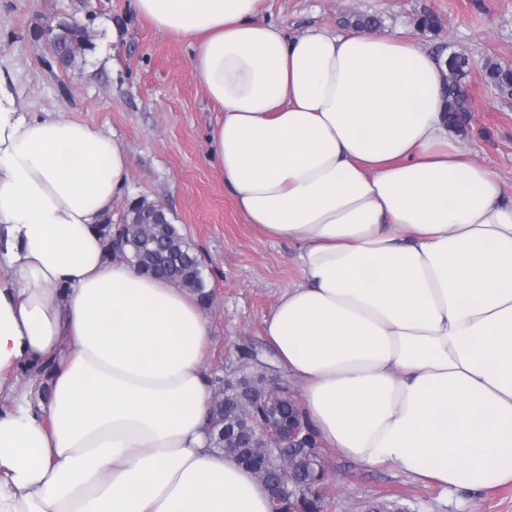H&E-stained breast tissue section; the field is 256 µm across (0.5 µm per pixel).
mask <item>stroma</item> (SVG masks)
Returning a JSON list of instances; mask_svg holds the SVG:
<instances>
[{
  "label": "stroma",
  "instance_id": "obj_1",
  "mask_svg": "<svg viewBox=\"0 0 512 512\" xmlns=\"http://www.w3.org/2000/svg\"><path fill=\"white\" fill-rule=\"evenodd\" d=\"M442 21L420 32L422 10ZM378 16L380 31L421 49L466 52L471 91L463 129L451 138L488 168L512 200V97L487 87V61L512 65V0H263L262 19L286 35L310 29L343 32L346 11ZM77 22L92 47L70 66L59 64L42 30ZM189 39L157 31L134 0H0V77L22 111L61 113L115 134L129 148L133 167L109 214L124 223L137 200L163 204L172 223L206 257L204 275L214 292L204 308L212 332L208 372L267 371L293 393L288 376L264 336V321L280 296L297 283L298 248L248 224L208 156V135L220 111L192 74ZM249 350L251 359L241 357ZM324 461V512H512V483L473 492L446 490L415 480L399 465L360 467L338 450Z\"/></svg>",
  "mask_w": 512,
  "mask_h": 512
}]
</instances>
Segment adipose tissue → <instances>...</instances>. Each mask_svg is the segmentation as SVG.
Masks as SVG:
<instances>
[{"label": "adipose tissue", "mask_w": 512, "mask_h": 512, "mask_svg": "<svg viewBox=\"0 0 512 512\" xmlns=\"http://www.w3.org/2000/svg\"><path fill=\"white\" fill-rule=\"evenodd\" d=\"M262 0H135L196 39L238 209L300 247L265 320L321 445L480 491L512 483V204L451 140L443 72L377 32L287 36ZM116 138L0 86V372L52 359L0 413V512H270L209 444L211 334L193 294L107 255ZM55 361H37L35 363L23 365L19 372L16 373V390L19 395L27 398L29 401H34L36 395L32 389L30 382L35 385V391H39L42 398L46 396L48 390V383L54 371ZM29 381H27V380Z\"/></svg>", "instance_id": "obj_1"}]
</instances>
